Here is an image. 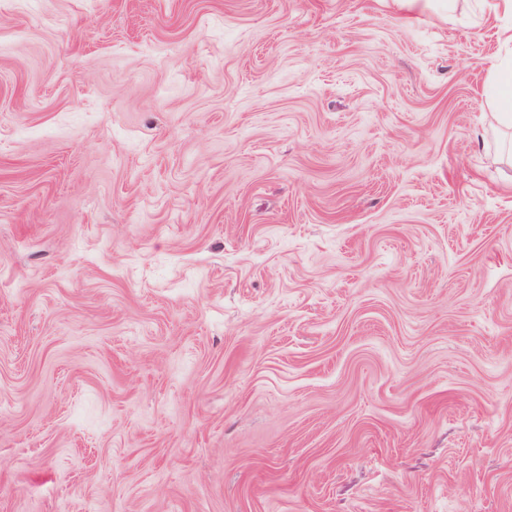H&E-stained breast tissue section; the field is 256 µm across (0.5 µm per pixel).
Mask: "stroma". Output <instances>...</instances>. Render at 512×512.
Masks as SVG:
<instances>
[{"label": "stroma", "mask_w": 512, "mask_h": 512, "mask_svg": "<svg viewBox=\"0 0 512 512\" xmlns=\"http://www.w3.org/2000/svg\"><path fill=\"white\" fill-rule=\"evenodd\" d=\"M510 27L0 0V512H512ZM489 100L496 112L497 121L512 128V51L502 58L492 74Z\"/></svg>", "instance_id": "1"}]
</instances>
